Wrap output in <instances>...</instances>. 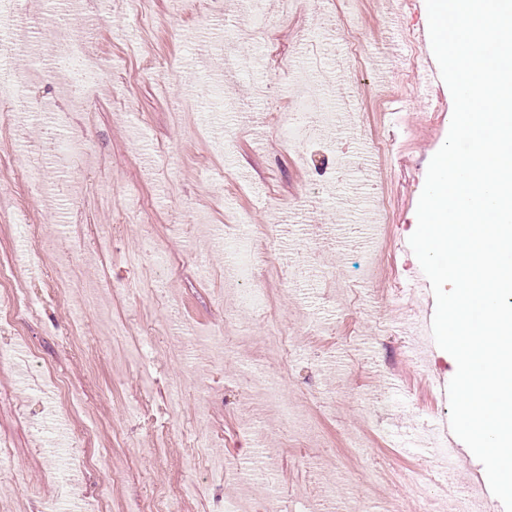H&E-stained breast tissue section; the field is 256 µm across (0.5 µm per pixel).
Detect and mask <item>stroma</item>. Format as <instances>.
I'll return each instance as SVG.
<instances>
[{"label":"stroma","instance_id":"1","mask_svg":"<svg viewBox=\"0 0 512 512\" xmlns=\"http://www.w3.org/2000/svg\"><path fill=\"white\" fill-rule=\"evenodd\" d=\"M57 41L82 42L109 70L108 86L74 108L42 55H19L6 76L19 89L13 122L0 123V263L39 302L18 332L0 331V442L24 473L0 490V512H84L109 489L110 512H156L158 491L179 512H420L410 473L452 470L454 488L486 482L462 442L454 456L423 442L449 417L453 357L409 336L402 298L434 312L409 238L428 164L453 112L447 85L414 97L405 79L425 45V0H300L281 17L267 0L258 41L234 35L248 20L237 0H99ZM258 58L227 70L224 58ZM360 70L351 87L362 123L331 153L296 161L282 123L331 98L297 90L294 69ZM273 82L266 100L256 83ZM87 133L78 165L51 156L65 131ZM46 157L44 194L24 166ZM270 224L288 226L268 242ZM42 227L38 262L25 260V228ZM257 252L265 310L239 305L226 252ZM73 252L77 292L57 285L54 259ZM285 330L292 355L269 350ZM81 337L96 356L70 344ZM276 376L277 396L248 392L247 367ZM74 388L64 405L57 381ZM205 457L187 468L193 434Z\"/></svg>","mask_w":512,"mask_h":512}]
</instances>
